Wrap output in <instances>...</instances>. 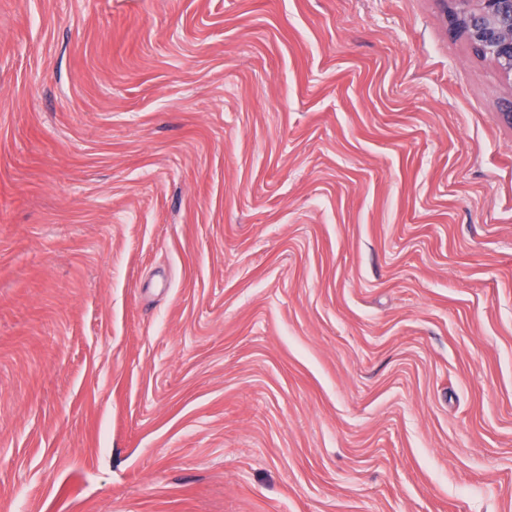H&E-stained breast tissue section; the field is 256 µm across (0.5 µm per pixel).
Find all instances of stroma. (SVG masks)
I'll return each mask as SVG.
<instances>
[{"mask_svg":"<svg viewBox=\"0 0 512 512\" xmlns=\"http://www.w3.org/2000/svg\"><path fill=\"white\" fill-rule=\"evenodd\" d=\"M506 112L443 0H0V512H512Z\"/></svg>","mask_w":512,"mask_h":512,"instance_id":"1","label":"stroma"}]
</instances>
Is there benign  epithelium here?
Returning a JSON list of instances; mask_svg holds the SVG:
<instances>
[{"mask_svg":"<svg viewBox=\"0 0 512 512\" xmlns=\"http://www.w3.org/2000/svg\"><path fill=\"white\" fill-rule=\"evenodd\" d=\"M450 29L481 47L512 86V0H451Z\"/></svg>","mask_w":512,"mask_h":512,"instance_id":"obj_1","label":"benign epithelium"}]
</instances>
